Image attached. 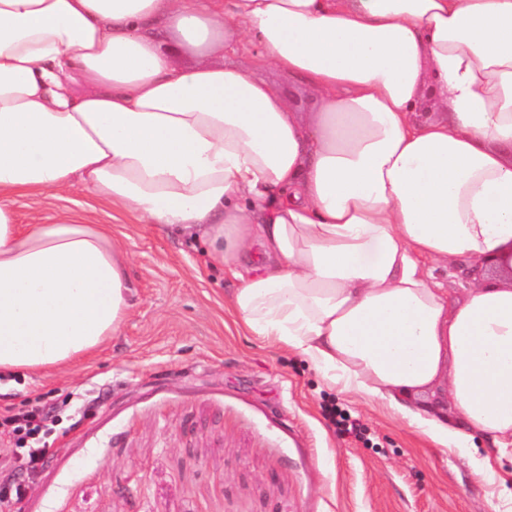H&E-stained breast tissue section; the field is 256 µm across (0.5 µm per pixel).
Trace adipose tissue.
Returning <instances> with one entry per match:
<instances>
[{"instance_id":"obj_1","label":"adipose tissue","mask_w":512,"mask_h":512,"mask_svg":"<svg viewBox=\"0 0 512 512\" xmlns=\"http://www.w3.org/2000/svg\"><path fill=\"white\" fill-rule=\"evenodd\" d=\"M246 41L309 84L311 122L211 62ZM77 182L205 244L236 323L328 387L512 450V0H0L2 374L123 323L107 225L17 220Z\"/></svg>"}]
</instances>
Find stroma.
<instances>
[{
    "label": "stroma",
    "mask_w": 512,
    "mask_h": 512,
    "mask_svg": "<svg viewBox=\"0 0 512 512\" xmlns=\"http://www.w3.org/2000/svg\"><path fill=\"white\" fill-rule=\"evenodd\" d=\"M212 60L281 85L297 111L316 109L301 79L250 46ZM15 208L23 224L111 225L132 284L122 328L100 350L0 376V412L48 403L63 417L17 512H492L512 488L511 459L436 449L391 412L324 386L294 353L244 335L224 308L230 274L188 236L114 216L78 184ZM331 402L366 425L367 441L337 435Z\"/></svg>",
    "instance_id": "35a3bbf8"
}]
</instances>
